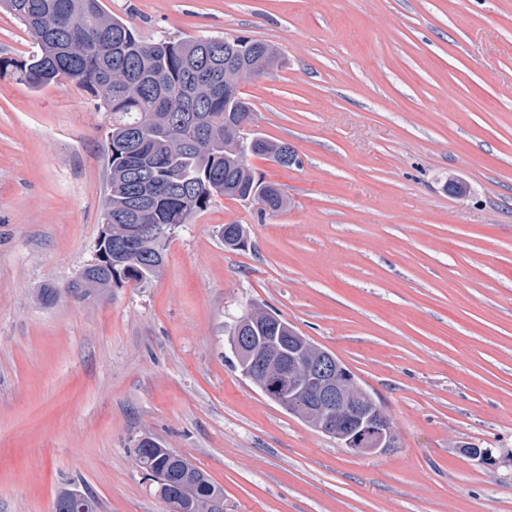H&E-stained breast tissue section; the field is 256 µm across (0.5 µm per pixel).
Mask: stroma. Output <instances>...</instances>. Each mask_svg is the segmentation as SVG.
Listing matches in <instances>:
<instances>
[{
	"instance_id": "stroma-1",
	"label": "stroma",
	"mask_w": 512,
	"mask_h": 512,
	"mask_svg": "<svg viewBox=\"0 0 512 512\" xmlns=\"http://www.w3.org/2000/svg\"><path fill=\"white\" fill-rule=\"evenodd\" d=\"M101 2L147 40L277 47L241 91L300 163L249 160L282 214L217 199L148 287L45 305L95 254L112 116L0 73V512H55L70 484L99 512H166L132 454L146 433L226 512H512V0ZM253 304L355 374L394 447L352 453L234 368L227 329Z\"/></svg>"
}]
</instances>
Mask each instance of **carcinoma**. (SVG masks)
<instances>
[{
	"mask_svg": "<svg viewBox=\"0 0 512 512\" xmlns=\"http://www.w3.org/2000/svg\"><path fill=\"white\" fill-rule=\"evenodd\" d=\"M0 9L17 19L35 39L36 49L22 59H1L34 89L49 84L79 85L112 113L108 132L109 178L102 223L112 225V241L134 239L120 250L96 246L95 261L72 279L71 287L48 286L38 297L45 304L62 299L88 306L112 300V289L125 284L146 287L164 266L172 227L187 224L218 197L250 202L262 194V215L284 211L288 200L280 185L256 173L247 159L259 156L281 167L298 163L288 143L259 136L243 140L253 120L251 103L235 90L241 67L260 77L279 63L267 42L245 35L147 41L132 24L106 11L101 0H0ZM127 71L129 83L112 86L110 73ZM224 247L242 250L247 234L241 224H226ZM263 306L248 308L235 323L229 342L252 327L264 336L288 335V321L273 324ZM307 342L303 357L290 366L299 376L321 354ZM254 362L249 380L260 390L275 382L274 368ZM133 454L145 473L163 474L153 482L168 512H210L224 488L173 448L149 434Z\"/></svg>",
	"mask_w": 512,
	"mask_h": 512,
	"instance_id": "obj_1",
	"label": "carcinoma"
}]
</instances>
